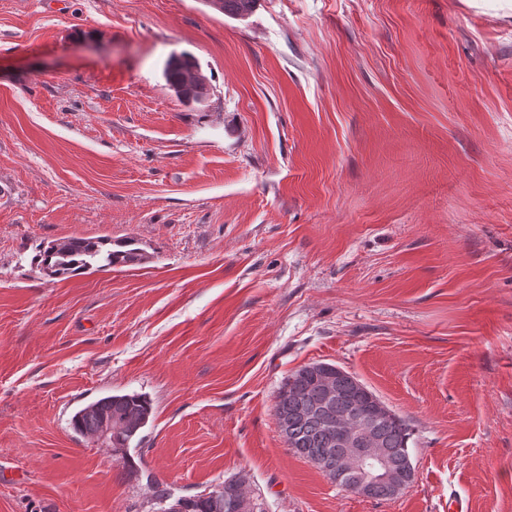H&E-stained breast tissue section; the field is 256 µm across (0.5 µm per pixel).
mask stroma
Returning <instances> with one entry per match:
<instances>
[{"mask_svg":"<svg viewBox=\"0 0 512 512\" xmlns=\"http://www.w3.org/2000/svg\"><path fill=\"white\" fill-rule=\"evenodd\" d=\"M73 236L148 258L45 276ZM313 362L408 423L398 497L289 452ZM133 392L138 478L70 426ZM241 475L263 512H512V0H0V512ZM196 71L200 73V67L196 59L188 53L172 54L164 66V77L173 89L174 85L179 84L188 73ZM201 74V73H200ZM202 80L194 86V91L189 95L192 82L184 81L177 88V94L187 103H200L208 96V87L205 77L201 74Z\"/></svg>","mask_w":512,"mask_h":512,"instance_id":"35a3bbf8","label":"stroma"}]
</instances>
